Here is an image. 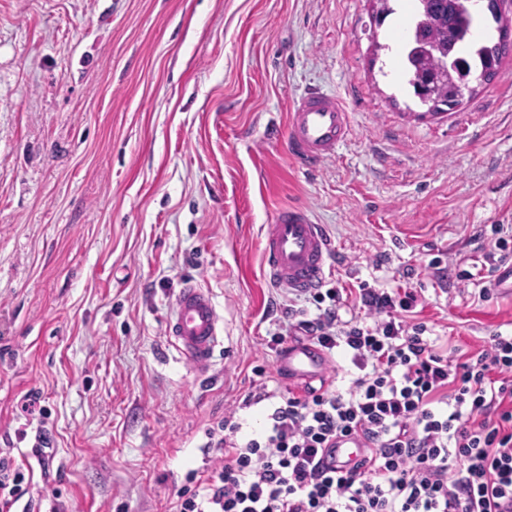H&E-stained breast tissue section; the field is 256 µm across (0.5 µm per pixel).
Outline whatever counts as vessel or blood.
Returning a JSON list of instances; mask_svg holds the SVG:
<instances>
[{
	"instance_id": "vessel-or-blood-1",
	"label": "vessel or blood",
	"mask_w": 512,
	"mask_h": 512,
	"mask_svg": "<svg viewBox=\"0 0 512 512\" xmlns=\"http://www.w3.org/2000/svg\"><path fill=\"white\" fill-rule=\"evenodd\" d=\"M351 133L349 114L333 95L311 92L300 96L288 114V154L295 164L313 168L334 155ZM333 244L322 225L313 223L299 207L281 210L267 225L262 252L268 282L289 294L302 296L322 287L327 279ZM224 319L210 294L186 282L175 292L166 332L182 358L201 378H208ZM325 353L305 341L288 344L275 359L277 374L295 385L324 379ZM365 443L353 437L337 439L332 462H353L364 454Z\"/></svg>"
}]
</instances>
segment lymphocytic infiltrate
Wrapping results in <instances>:
<instances>
[{
    "mask_svg": "<svg viewBox=\"0 0 512 512\" xmlns=\"http://www.w3.org/2000/svg\"><path fill=\"white\" fill-rule=\"evenodd\" d=\"M317 315L280 327L278 351L306 336L353 367L345 387H259V433L236 410L213 447L224 464L189 472L174 512H512V336L492 332L481 350L437 352L415 320L416 291L360 284L311 294ZM350 319H342L341 309ZM340 435L362 437L364 457L330 468Z\"/></svg>",
    "mask_w": 512,
    "mask_h": 512,
    "instance_id": "obj_1",
    "label": "lymphocytic infiltrate"
}]
</instances>
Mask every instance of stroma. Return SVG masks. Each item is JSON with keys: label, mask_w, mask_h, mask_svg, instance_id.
<instances>
[{"label": "stroma", "mask_w": 512, "mask_h": 512, "mask_svg": "<svg viewBox=\"0 0 512 512\" xmlns=\"http://www.w3.org/2000/svg\"><path fill=\"white\" fill-rule=\"evenodd\" d=\"M392 7L377 25L370 0H0V455L23 466L46 431L45 512H171L189 471L222 466L209 430L278 382V325L317 314L263 277L282 207L329 232L327 286L418 289L438 351L512 335L488 259L512 225V52L422 117L388 74ZM310 92L352 134L304 172L286 121ZM188 280L224 318L204 382L165 333ZM473 91V87H464L459 90H454L448 93V99L430 96V98L426 100L428 103V112L426 113L438 115L447 114V111L453 110L460 105L465 92L472 93Z\"/></svg>", "instance_id": "stroma-1"}]
</instances>
